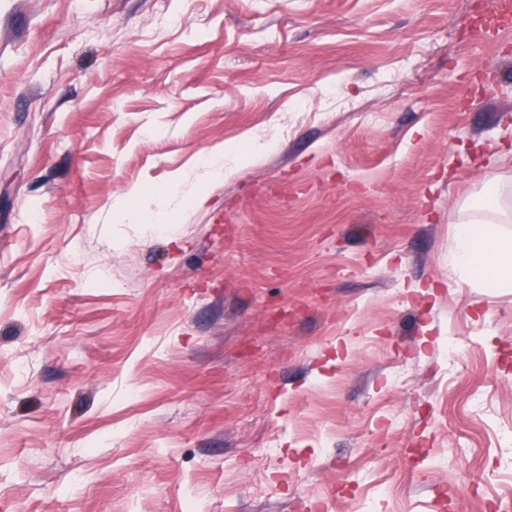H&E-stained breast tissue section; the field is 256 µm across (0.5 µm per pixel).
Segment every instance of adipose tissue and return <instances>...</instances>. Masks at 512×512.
I'll list each match as a JSON object with an SVG mask.
<instances>
[{"mask_svg":"<svg viewBox=\"0 0 512 512\" xmlns=\"http://www.w3.org/2000/svg\"><path fill=\"white\" fill-rule=\"evenodd\" d=\"M479 209L481 218L464 223L457 232L454 270L474 288H512V237L499 226L502 191L498 180L488 181Z\"/></svg>","mask_w":512,"mask_h":512,"instance_id":"ef3b65f1","label":"adipose tissue"}]
</instances>
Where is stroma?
Returning <instances> with one entry per match:
<instances>
[{"instance_id": "1", "label": "stroma", "mask_w": 512, "mask_h": 512, "mask_svg": "<svg viewBox=\"0 0 512 512\" xmlns=\"http://www.w3.org/2000/svg\"><path fill=\"white\" fill-rule=\"evenodd\" d=\"M493 177L488 0H0V512H512ZM479 209L482 218L460 226L452 265L456 274L473 288L496 290L512 288V239L500 225L501 185L496 178L488 181ZM488 270L489 275L477 273Z\"/></svg>"}]
</instances>
